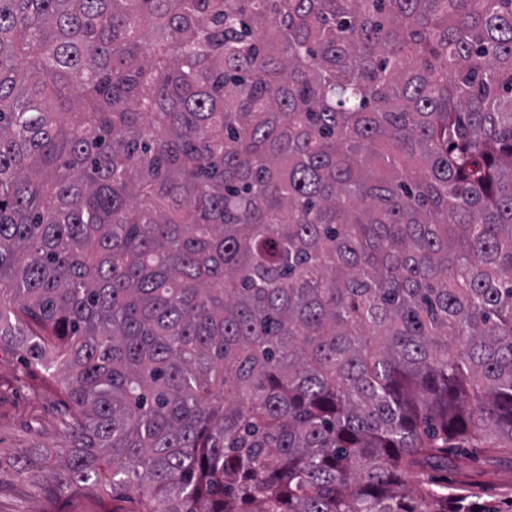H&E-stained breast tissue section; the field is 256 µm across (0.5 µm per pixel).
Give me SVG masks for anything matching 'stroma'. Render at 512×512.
<instances>
[{"mask_svg":"<svg viewBox=\"0 0 512 512\" xmlns=\"http://www.w3.org/2000/svg\"><path fill=\"white\" fill-rule=\"evenodd\" d=\"M63 374L59 364H33L19 348L0 347V512H132L138 498L134 490L115 496L74 486L61 493H30L28 480L42 482L51 475L45 450L64 443ZM26 447L33 454L23 478L16 472L15 458ZM448 478L474 482L482 499L499 498L512 492V455L454 449L448 455Z\"/></svg>","mask_w":512,"mask_h":512,"instance_id":"35a3bbf8","label":"stroma"}]
</instances>
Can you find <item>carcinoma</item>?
<instances>
[{
  "mask_svg": "<svg viewBox=\"0 0 512 512\" xmlns=\"http://www.w3.org/2000/svg\"><path fill=\"white\" fill-rule=\"evenodd\" d=\"M56 490L512 512V0H0V345ZM448 482L468 480L483 500L512 492V455L502 452L476 454L469 448L448 454Z\"/></svg>",
  "mask_w": 512,
  "mask_h": 512,
  "instance_id": "1",
  "label": "carcinoma"
}]
</instances>
